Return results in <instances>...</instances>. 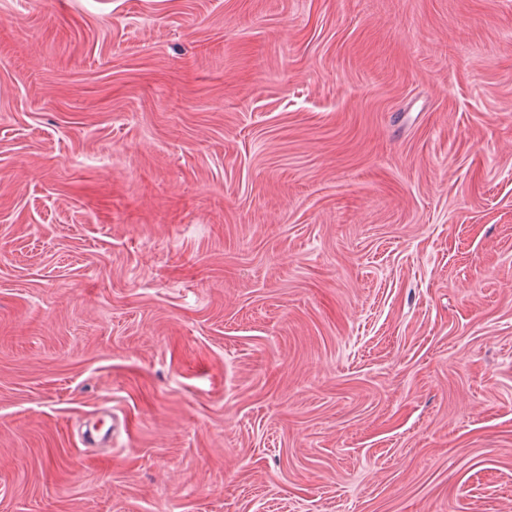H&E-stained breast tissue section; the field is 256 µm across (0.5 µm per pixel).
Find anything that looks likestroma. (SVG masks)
Wrapping results in <instances>:
<instances>
[{
  "label": "stroma",
  "instance_id": "stroma-1",
  "mask_svg": "<svg viewBox=\"0 0 512 512\" xmlns=\"http://www.w3.org/2000/svg\"><path fill=\"white\" fill-rule=\"evenodd\" d=\"M0 512H512V0H0Z\"/></svg>",
  "mask_w": 512,
  "mask_h": 512
}]
</instances>
